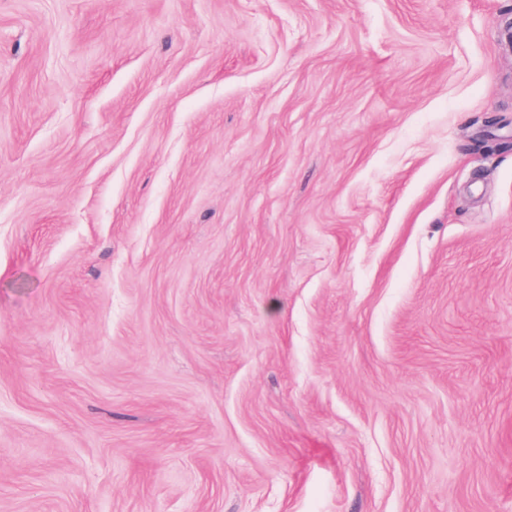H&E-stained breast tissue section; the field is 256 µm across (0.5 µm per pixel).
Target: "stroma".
I'll return each mask as SVG.
<instances>
[{
	"label": "stroma",
	"mask_w": 512,
	"mask_h": 512,
	"mask_svg": "<svg viewBox=\"0 0 512 512\" xmlns=\"http://www.w3.org/2000/svg\"><path fill=\"white\" fill-rule=\"evenodd\" d=\"M0 512H512V0H0Z\"/></svg>",
	"instance_id": "1"
}]
</instances>
